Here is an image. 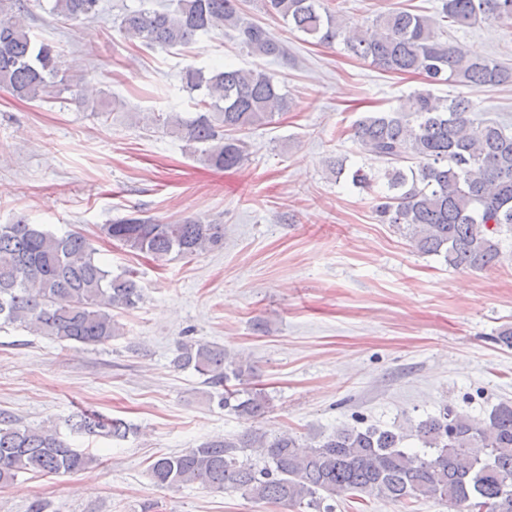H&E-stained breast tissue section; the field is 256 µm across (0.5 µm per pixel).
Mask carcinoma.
Wrapping results in <instances>:
<instances>
[{"label":"carcinoma","instance_id":"cac0c4a2","mask_svg":"<svg viewBox=\"0 0 512 512\" xmlns=\"http://www.w3.org/2000/svg\"><path fill=\"white\" fill-rule=\"evenodd\" d=\"M263 2L292 29L323 45L340 41L385 72L420 74L429 85L451 83L472 92L512 83V67L459 54L438 35L437 20L424 14L383 13L372 28L349 34L325 0ZM98 6L99 0H55L54 10L86 20L99 14ZM23 12L22 0H0V87L45 102L60 53L30 34ZM441 15L458 27L480 19L512 24V0H442ZM219 26L234 30L256 56L286 55L262 26L243 21L239 0H171L162 10L131 11L120 22L126 37L164 51L186 47ZM182 81L191 91L206 89L196 112H161L151 117L152 125L195 146L216 169L242 165L246 149L239 134L290 108L265 70L226 64L207 76L187 67ZM353 131L364 148L391 164L385 172L389 194L376 209L382 223L404 226L417 252L441 256L455 268L483 270L500 261L499 236L512 232V128L475 118L474 101L464 93L442 97L425 89L396 107L365 113ZM101 231L158 262L197 255L224 239V225L192 219L162 224L128 216ZM95 254L80 233L59 236L23 219L0 224V325L17 324L63 347L111 341L118 332L112 312L138 307L142 287L132 271L112 276ZM172 365L203 377L210 399L246 421L269 412L266 394L251 386L253 367L221 344L182 340ZM66 426L73 434L114 439L130 432L124 420L88 410ZM416 437L421 453L405 451L403 435L377 427L338 428L309 446L287 431L268 436L248 429L160 454L148 471L161 488L196 484L310 512H334L330 501L344 491L403 503L432 499L452 512H512L511 403L498 404L481 421L446 408L420 421ZM98 461L71 447L57 428L22 426L0 412L1 488L21 474L71 475Z\"/></svg>","mask_w":512,"mask_h":512}]
</instances>
